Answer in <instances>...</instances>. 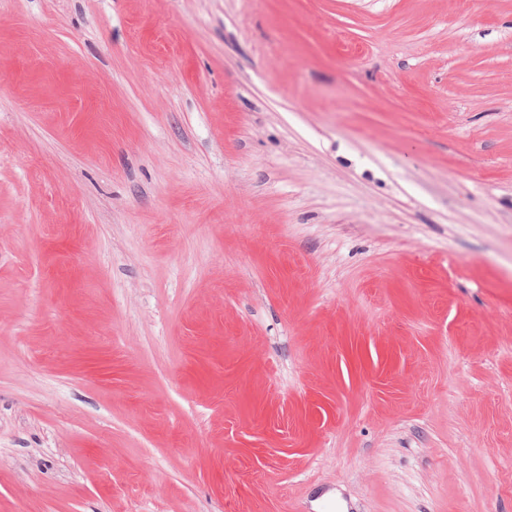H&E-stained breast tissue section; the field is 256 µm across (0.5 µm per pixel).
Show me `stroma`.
I'll return each instance as SVG.
<instances>
[{
  "label": "stroma",
  "mask_w": 512,
  "mask_h": 512,
  "mask_svg": "<svg viewBox=\"0 0 512 512\" xmlns=\"http://www.w3.org/2000/svg\"><path fill=\"white\" fill-rule=\"evenodd\" d=\"M0 512H512V0H0Z\"/></svg>",
  "instance_id": "obj_1"
}]
</instances>
